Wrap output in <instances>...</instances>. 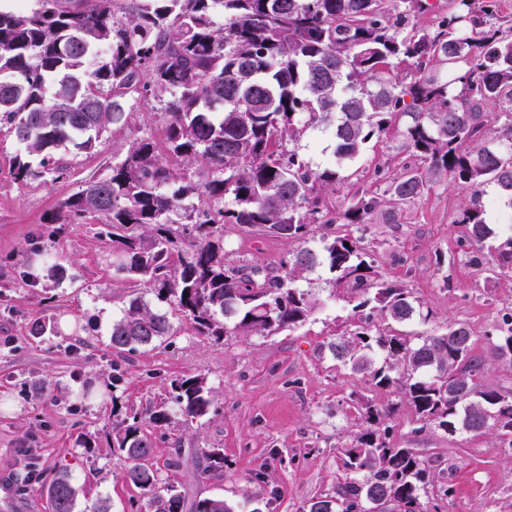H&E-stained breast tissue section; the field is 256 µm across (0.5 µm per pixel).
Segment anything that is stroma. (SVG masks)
<instances>
[{
	"label": "stroma",
	"mask_w": 512,
	"mask_h": 512,
	"mask_svg": "<svg viewBox=\"0 0 512 512\" xmlns=\"http://www.w3.org/2000/svg\"><path fill=\"white\" fill-rule=\"evenodd\" d=\"M127 149L126 134L108 127L94 150L64 146L55 156L63 178L15 181L21 146L0 129V512H50L45 488L60 473L78 481L76 512H147V498L124 476L127 462L112 447V426L127 406L162 407L170 421L151 428L152 463L189 501L219 497L234 512H303L310 499L336 485V453L351 443L363 420L358 400L396 404L388 419L395 444L415 449L432 466L441 512H512V450L494 434L453 433L430 426L415 432L410 406L379 391L367 375L342 365L329 345L353 319L357 297L333 288L326 268L315 267L300 285L319 303L298 328L275 335H196L172 317L174 334L156 347L113 350V319L135 295L153 293L108 266L106 227L90 218L53 235L60 205L86 182L108 175ZM420 160L389 136L372 142L328 201L342 210L355 192L383 191L385 177ZM466 192L442 180L399 209L383 208L358 234L376 265L400 280L433 317L400 324L405 334L439 335L467 324L483 355L486 386L512 390V364L487 352L484 332L512 310V271L487 278L472 265L458 224ZM225 240L229 261L278 268L296 243L238 229ZM56 253L66 269L57 282H23V270ZM69 322L60 334L34 335L31 324ZM201 375L212 388L209 413L185 419L169 399L171 380ZM219 448L224 467L205 471L201 449ZM37 476L24 492L16 478L29 463Z\"/></svg>",
	"instance_id": "35a3bbf8"
}]
</instances>
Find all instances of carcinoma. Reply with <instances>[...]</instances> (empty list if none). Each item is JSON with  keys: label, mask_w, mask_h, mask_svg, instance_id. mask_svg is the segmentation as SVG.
I'll use <instances>...</instances> for the list:
<instances>
[{"label": "carcinoma", "mask_w": 512, "mask_h": 512, "mask_svg": "<svg viewBox=\"0 0 512 512\" xmlns=\"http://www.w3.org/2000/svg\"><path fill=\"white\" fill-rule=\"evenodd\" d=\"M40 10L0 9V125L25 152L15 178L58 179L53 158L65 143L92 150L109 126L127 131L124 158L109 175L68 198L62 226L102 216L112 267L150 289L168 309L131 299L112 322L113 349L134 352L173 335L169 311L198 336L269 335L304 324L317 300L297 285L316 266L360 299L354 329L330 345L339 362L369 373L377 389L393 388L418 420L446 431H491L512 448V390L481 382L473 332L462 324L423 338L372 332V317L430 320L422 304L379 271L362 238L335 225H360L385 206L421 196L448 177L470 191L457 222L466 239L497 237L486 221L485 187L497 186L512 209V118L488 137L489 109L512 112V39L503 36L490 0H451L431 29L415 18L427 0H43ZM223 17V23L216 21ZM414 66L409 83L399 74ZM168 93L163 157L136 134L128 98ZM304 118L303 127L296 118ZM307 129L329 132L333 159L313 168L286 144ZM392 135L423 166L392 179L384 194L357 192L343 210L326 195L368 144ZM41 156V170L29 157ZM201 166L200 179L189 166ZM257 228L302 244L274 272L226 259L224 226ZM319 243L315 252L305 244ZM496 265L512 270V234L497 246ZM491 352L512 363V313L484 333ZM384 354L374 367L375 350ZM212 388L201 375L170 383L181 415L209 413ZM366 420L352 444L338 449L333 494L305 512H425L432 466L400 448L380 428L395 411L359 403ZM168 422L127 407L112 428V447L129 465L126 478L148 496L149 512H184L172 486H159L147 427ZM76 479L63 473L47 489L51 512H75ZM190 512H233L221 498L196 500Z\"/></svg>", "instance_id": "1"}]
</instances>
